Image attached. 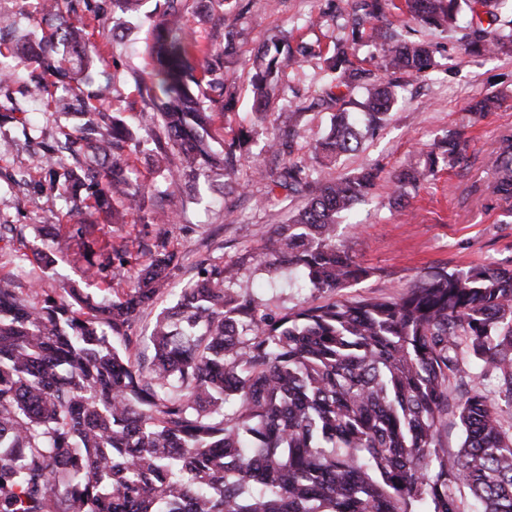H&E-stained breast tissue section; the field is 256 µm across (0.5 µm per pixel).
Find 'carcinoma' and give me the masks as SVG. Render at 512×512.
Instances as JSON below:
<instances>
[{
	"label": "carcinoma",
	"mask_w": 512,
	"mask_h": 512,
	"mask_svg": "<svg viewBox=\"0 0 512 512\" xmlns=\"http://www.w3.org/2000/svg\"><path fill=\"white\" fill-rule=\"evenodd\" d=\"M111 2L114 11L153 21L145 48L151 71L139 92L160 104L165 141H157L156 167L189 182L207 168L233 174L250 132L240 130L220 153L210 145L212 112L235 104L224 82L226 53L197 40L183 0H164L160 15L145 10L147 0ZM490 2L346 0L344 8L354 16V41L390 7L433 29L454 26L467 10L475 20L468 52H512V31L496 27L497 14L480 19ZM47 8L76 20L42 37L38 64L49 80L35 82L33 94L62 91L56 111L74 114L79 125L37 163L77 210L123 224L112 201L133 211L146 194L119 159L135 135L118 116L83 112L68 97L72 82L91 79L99 55L79 10L97 18L103 7L48 0ZM374 32L383 75L433 67L430 44L393 43ZM298 61L286 38L265 45L251 75L257 108L285 63ZM324 63L337 87L366 77L343 45ZM393 87L381 79L358 111L334 113L310 159L335 161L357 150L386 120ZM303 115L289 109L288 137L267 141L284 158L269 193L310 198L255 260L265 270L288 268L302 287L332 299L268 311L253 295L231 291L233 268L210 263L156 317L148 335L154 354L144 364L129 353L128 330L164 296L173 256L158 254L127 291L100 301L72 285L33 304L0 280V512H464V491L469 512H512V427L481 390L452 404L449 387L470 353L475 377L497 373L499 394L512 404V270L437 271L397 299H334L369 275L336 243V224L373 195L379 172L314 188L307 160L293 158ZM171 146L180 156L174 169ZM76 152L85 162L72 167L67 158ZM461 152L459 140L443 141L428 167L395 176V199L431 175L437 159L454 165ZM492 167L494 193L512 198V134L501 136ZM128 263L126 250L114 247L104 261H88L85 280L105 281ZM451 405L462 431L453 451L438 439Z\"/></svg>",
	"instance_id": "obj_1"
}]
</instances>
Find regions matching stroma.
I'll use <instances>...</instances> for the list:
<instances>
[{
    "mask_svg": "<svg viewBox=\"0 0 512 512\" xmlns=\"http://www.w3.org/2000/svg\"><path fill=\"white\" fill-rule=\"evenodd\" d=\"M329 4L330 0H184L186 18L201 43L220 44L229 29L239 33L229 55L237 104L216 117L214 149H222L238 129L257 126L249 149L272 174L281 160L267 151L265 143L285 106L304 109L295 155H308L310 142L328 132L335 108L328 102L319 51L348 44L354 61L370 71L380 55L371 27H364L359 41H352L346 14L330 11ZM0 14L13 17L16 25L13 38L0 42V68L17 71L15 80L0 85V106L16 115L15 122L0 125V141L13 143L0 152V224L16 227L13 244L0 248V278L37 303L44 295L62 294L68 282L80 280L85 266L79 241L68 235L70 225L80 217L50 190L33 155L37 142L74 133L79 121L56 112L52 101L32 100L27 87L40 71L32 62L18 64L11 53L17 39L42 38L38 0H0ZM381 23L395 35L432 44L436 65L420 75H396V103L376 135L357 152L316 168L315 176L323 184L369 166L380 170L373 197L356 205L351 218L336 228L337 243L369 271L368 277L337 291V298L393 299L417 276L434 270L458 272L475 266L512 270V200L498 199L489 189L492 153L500 135L512 133V52L484 56L465 52L464 43L472 34L466 15L445 31L410 29L394 10L386 12ZM86 31L101 48L98 77L112 83L110 96L98 107L121 115L140 134V145L129 156L128 174L151 189L142 210L128 214L125 225L96 222L88 238L92 249L101 251L108 243L127 245L131 265L127 275L90 286V294H122L131 273L162 249L174 257L178 284L192 279L200 263L216 260L236 267L235 291L254 294L268 310L326 301V294L298 287L286 272L261 270L255 260L270 232L302 208L305 197L284 196L275 204H264L268 183L253 177L247 162L235 176H225L216 168L196 183H176L155 170L151 164L155 145L144 132L158 127L159 121L134 81L150 70L145 53L148 31L127 29L124 17L109 10L101 20H87ZM281 36L288 37L292 46L313 49L314 55L285 70L269 93L266 119L258 125L252 114L251 63L264 43ZM487 96L497 97L495 108L470 122L469 106ZM456 133L466 143L462 160L452 167L438 164L433 175L408 188L403 205L391 204L394 175L423 167L431 146ZM232 181L239 183V190H229ZM155 209L176 213V223H151ZM47 224L58 228L53 246L57 262L49 268L29 257L42 249Z\"/></svg>",
    "mask_w": 512,
    "mask_h": 512,
    "instance_id": "stroma-1",
    "label": "stroma"
}]
</instances>
